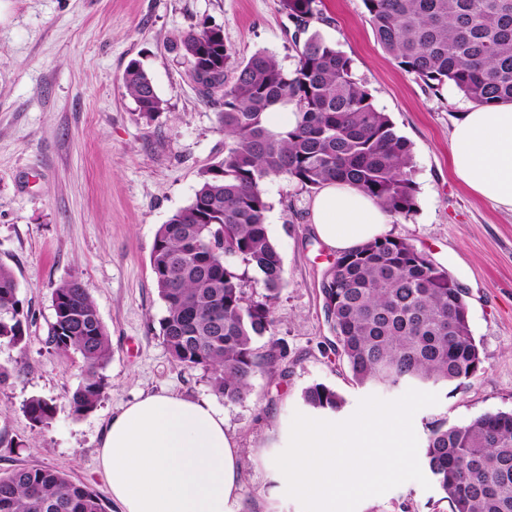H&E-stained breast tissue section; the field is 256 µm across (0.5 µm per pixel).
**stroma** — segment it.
<instances>
[{"instance_id": "1", "label": "stroma", "mask_w": 512, "mask_h": 512, "mask_svg": "<svg viewBox=\"0 0 512 512\" xmlns=\"http://www.w3.org/2000/svg\"><path fill=\"white\" fill-rule=\"evenodd\" d=\"M311 30L352 60L353 75L413 150L416 208L391 220L387 237L407 242L446 269L463 291L483 367L461 386L436 384L437 404L413 427L469 421L512 410V210L461 185L449 170L455 120L470 102L454 87L433 93L403 72L377 43L363 0H318ZM208 22L224 30L237 57L258 51L285 68L296 61V27L281 0H0V264L9 266L29 312L27 344L0 346L9 377L0 385V473L49 466L95 490L119 512L98 470L107 423L137 396L170 392L210 402L238 449L239 502L245 512H302L288 496L271 499L262 455L280 443L303 390L322 383L347 400L336 421L370 395L400 390L354 384L336 356L321 283L337 253L310 221L311 192L273 178L264 185L266 224L285 285L274 306L286 355L279 372H259L249 398L225 402L203 370L174 362L159 334L165 305L150 266L161 224L194 196L200 171L224 157V133L173 51L179 37ZM140 61L167 107L146 120L123 84ZM79 278L105 325L112 357L97 407L74 415L83 378L79 354L49 342L51 292ZM33 397L55 416L33 427ZM357 512H449L438 486L408 481L364 499Z\"/></svg>"}]
</instances>
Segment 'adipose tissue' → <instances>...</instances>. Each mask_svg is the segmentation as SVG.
I'll return each instance as SVG.
<instances>
[{
	"label": "adipose tissue",
	"mask_w": 512,
	"mask_h": 512,
	"mask_svg": "<svg viewBox=\"0 0 512 512\" xmlns=\"http://www.w3.org/2000/svg\"><path fill=\"white\" fill-rule=\"evenodd\" d=\"M455 178L512 209V103L473 105L454 124ZM389 221L357 187L330 181L311 203V222L331 249L344 252L381 237ZM98 465L120 512H241L237 448L224 416L209 402L155 393L112 418Z\"/></svg>",
	"instance_id": "obj_1"
}]
</instances>
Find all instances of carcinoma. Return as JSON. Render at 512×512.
Instances as JSON below:
<instances>
[{"label":"carcinoma","mask_w":512,"mask_h":512,"mask_svg":"<svg viewBox=\"0 0 512 512\" xmlns=\"http://www.w3.org/2000/svg\"><path fill=\"white\" fill-rule=\"evenodd\" d=\"M376 41L404 72L434 91L454 86L477 105L512 103V0H363ZM288 17L307 34L295 67L273 54L238 59L215 40L206 22L186 32L175 50L192 67L203 101L218 108L224 159L200 172L191 202L159 227L150 263L165 304L160 336L177 363L209 374L215 393L236 403L251 393L256 374L279 370L278 343L264 353L254 341L275 336L274 304L283 268L267 224L261 189L285 178L312 192L344 180L393 218L416 206L411 145L353 76L352 61L319 33H307L316 0H282ZM233 79H228V71ZM123 84L148 118L165 110L152 79L132 61ZM291 106L294 126L276 132L269 112ZM262 291L247 295L249 270ZM327 320L336 353L358 386L439 382L461 385L483 365L460 288L447 270L413 245L376 238L343 252L325 273ZM54 348L84 363L72 394L73 413L96 408L111 357L107 330L78 278L52 290ZM28 314L12 271L0 264V344L24 351ZM313 410L339 412L345 398L322 383L302 393ZM24 411L42 428L55 415L52 401L33 397ZM423 456L449 512H512V411L430 424ZM0 512H106L102 497L49 467L0 473Z\"/></svg>","instance_id":"cac0c4a2"}]
</instances>
